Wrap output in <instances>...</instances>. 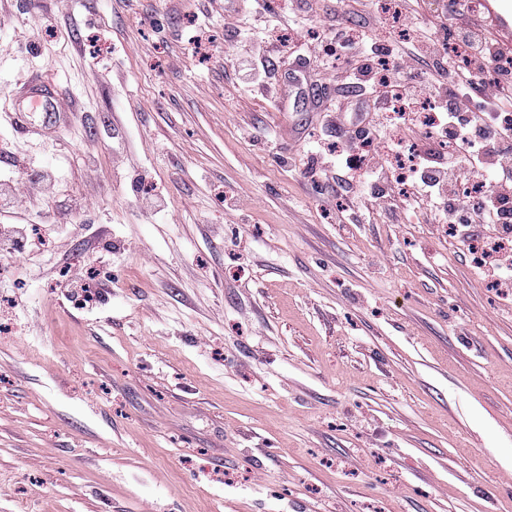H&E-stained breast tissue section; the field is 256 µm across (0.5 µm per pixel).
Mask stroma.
I'll use <instances>...</instances> for the list:
<instances>
[{
	"instance_id": "stroma-1",
	"label": "stroma",
	"mask_w": 512,
	"mask_h": 512,
	"mask_svg": "<svg viewBox=\"0 0 512 512\" xmlns=\"http://www.w3.org/2000/svg\"><path fill=\"white\" fill-rule=\"evenodd\" d=\"M481 2L409 17L512 55V0ZM238 6L0 12V188L55 180L0 210L43 238L0 259V512H512L485 494L512 477V294L428 209L315 188L323 115L240 81ZM34 74L61 119L24 132ZM77 272L107 282L81 309Z\"/></svg>"
}]
</instances>
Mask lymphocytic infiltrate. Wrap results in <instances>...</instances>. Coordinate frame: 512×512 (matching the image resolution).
<instances>
[{
	"label": "lymphocytic infiltrate",
	"mask_w": 512,
	"mask_h": 512,
	"mask_svg": "<svg viewBox=\"0 0 512 512\" xmlns=\"http://www.w3.org/2000/svg\"><path fill=\"white\" fill-rule=\"evenodd\" d=\"M394 21L411 28V36L382 44L336 23L330 43H316L309 55L298 57L299 68L320 74L341 57L354 62L348 82L336 92L337 98L352 100L354 109L337 113L332 123L344 146L330 156L313 142V161L324 180L342 178L357 197L388 202L399 190L391 171L394 157L372 149L371 142L383 136L388 123L421 125L417 114H396L393 97L434 101L438 135L434 146L415 153L413 203L433 208L464 240H471L481 216L500 225L501 239H511L512 133L501 129L498 115L512 110V65L499 64V52L478 29L456 26L439 39L411 27L407 13ZM492 62L495 75L484 79ZM468 166L487 179L485 192L476 197L458 183L459 171Z\"/></svg>",
	"instance_id": "1"
}]
</instances>
